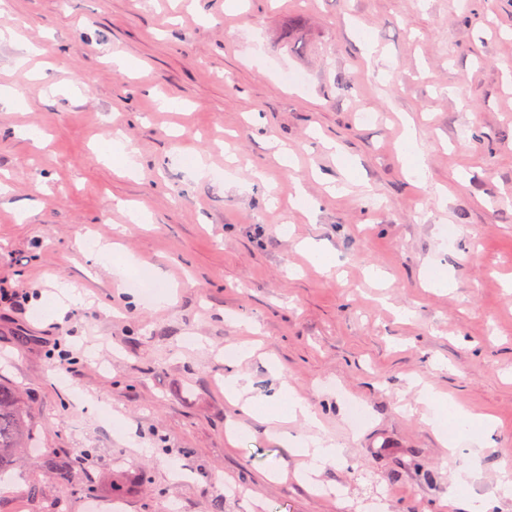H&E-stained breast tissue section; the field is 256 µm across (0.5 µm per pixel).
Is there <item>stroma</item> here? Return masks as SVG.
I'll list each match as a JSON object with an SVG mask.
<instances>
[{
  "label": "stroma",
  "mask_w": 512,
  "mask_h": 512,
  "mask_svg": "<svg viewBox=\"0 0 512 512\" xmlns=\"http://www.w3.org/2000/svg\"><path fill=\"white\" fill-rule=\"evenodd\" d=\"M8 29L0 87L23 104L0 108V288L32 299L0 307V381L30 400L24 468L42 495L2 481L0 512H466L495 494L512 469V0H0ZM408 119L443 200L403 168ZM117 123L137 174L98 152ZM301 192L316 212L294 206ZM95 239L120 255L89 260ZM141 272L153 295L134 306L115 283ZM443 272L453 287H425ZM59 281L80 298L51 310ZM241 343L252 400L276 409L288 380L341 447L316 484L225 400L224 352ZM417 382L494 427H456L449 453ZM44 450L92 465L63 479Z\"/></svg>",
  "instance_id": "stroma-1"
}]
</instances>
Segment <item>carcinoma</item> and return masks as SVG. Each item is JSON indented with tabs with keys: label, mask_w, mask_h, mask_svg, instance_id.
<instances>
[{
	"label": "carcinoma",
	"mask_w": 512,
	"mask_h": 512,
	"mask_svg": "<svg viewBox=\"0 0 512 512\" xmlns=\"http://www.w3.org/2000/svg\"><path fill=\"white\" fill-rule=\"evenodd\" d=\"M33 441L29 401L16 389L0 383V480L18 466L19 460L31 449ZM42 468L60 476L68 475L73 460L56 453H45Z\"/></svg>",
	"instance_id": "1"
}]
</instances>
